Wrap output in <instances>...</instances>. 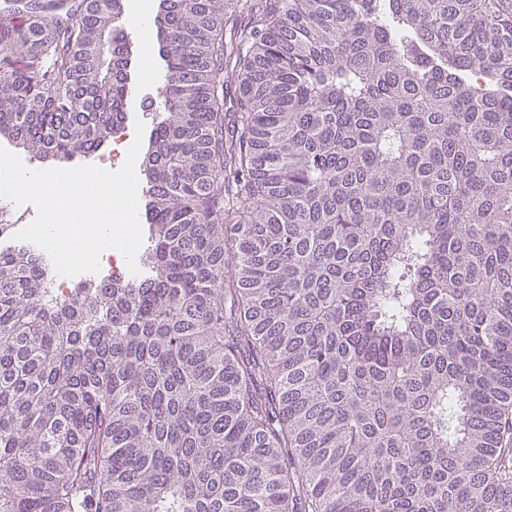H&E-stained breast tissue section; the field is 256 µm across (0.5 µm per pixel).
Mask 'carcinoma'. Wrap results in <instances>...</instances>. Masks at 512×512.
I'll return each instance as SVG.
<instances>
[{
	"label": "carcinoma",
	"mask_w": 512,
	"mask_h": 512,
	"mask_svg": "<svg viewBox=\"0 0 512 512\" xmlns=\"http://www.w3.org/2000/svg\"><path fill=\"white\" fill-rule=\"evenodd\" d=\"M124 14L0 0V137L95 153ZM156 27L143 276L0 249V512H512V0ZM38 251L48 274L47 288H49L51 295H69L73 288H79V282L76 281L75 277H65L57 274L49 255L39 247ZM100 267L104 274L101 270L98 271L99 276L95 273H85L83 281L88 278H95L97 280L105 279L108 281H112V279L130 280L135 278V275L129 272L125 260L117 256L116 254L106 256L105 260L101 262Z\"/></svg>",
	"instance_id": "1"
}]
</instances>
